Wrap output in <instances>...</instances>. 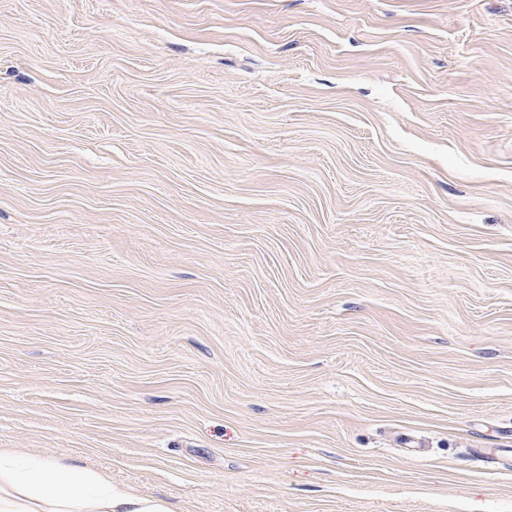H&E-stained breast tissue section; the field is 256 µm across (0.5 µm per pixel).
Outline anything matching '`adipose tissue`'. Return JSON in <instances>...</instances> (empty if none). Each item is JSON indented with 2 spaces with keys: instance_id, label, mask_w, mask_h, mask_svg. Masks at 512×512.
<instances>
[{
  "instance_id": "adipose-tissue-1",
  "label": "adipose tissue",
  "mask_w": 512,
  "mask_h": 512,
  "mask_svg": "<svg viewBox=\"0 0 512 512\" xmlns=\"http://www.w3.org/2000/svg\"><path fill=\"white\" fill-rule=\"evenodd\" d=\"M0 512H172L106 473L0 448Z\"/></svg>"
}]
</instances>
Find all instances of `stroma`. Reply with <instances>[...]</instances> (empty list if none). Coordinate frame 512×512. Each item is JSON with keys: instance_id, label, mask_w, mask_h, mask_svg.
Masks as SVG:
<instances>
[{"instance_id": "obj_1", "label": "stroma", "mask_w": 512, "mask_h": 512, "mask_svg": "<svg viewBox=\"0 0 512 512\" xmlns=\"http://www.w3.org/2000/svg\"><path fill=\"white\" fill-rule=\"evenodd\" d=\"M0 448L512 512V0H0Z\"/></svg>"}]
</instances>
